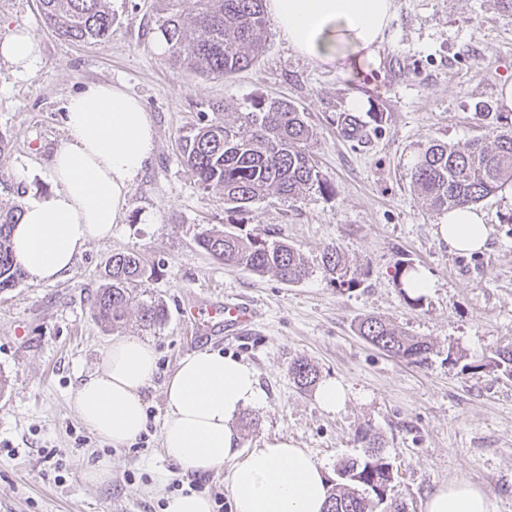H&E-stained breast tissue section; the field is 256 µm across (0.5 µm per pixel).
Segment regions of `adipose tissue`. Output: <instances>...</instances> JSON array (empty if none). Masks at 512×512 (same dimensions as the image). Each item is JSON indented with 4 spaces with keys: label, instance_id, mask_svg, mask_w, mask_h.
<instances>
[{
    "label": "adipose tissue",
    "instance_id": "obj_1",
    "mask_svg": "<svg viewBox=\"0 0 512 512\" xmlns=\"http://www.w3.org/2000/svg\"><path fill=\"white\" fill-rule=\"evenodd\" d=\"M280 35L301 56L339 69L369 58L395 10V0H266ZM0 60L15 77L41 65L37 36L26 29L0 34ZM66 140L48 163L55 185L46 201L27 203L13 231L15 255L34 282L62 277L94 241L110 238L134 180L156 148L154 127L136 97L109 83H94L66 106ZM440 239L450 252L483 250L489 228L467 206L449 211ZM158 370L151 344L114 340L100 368L70 398L77 417L119 448L146 428L143 391ZM167 414L161 426L165 457L184 471L229 466L234 512H323L329 484L324 469L288 438L242 453L232 420L261 400L255 370L213 350L183 358L165 384ZM425 512H494L488 494L465 480L435 489Z\"/></svg>",
    "mask_w": 512,
    "mask_h": 512
}]
</instances>
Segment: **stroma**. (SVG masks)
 Segmentation results:
<instances>
[{"label":"stroma","mask_w":512,"mask_h":512,"mask_svg":"<svg viewBox=\"0 0 512 512\" xmlns=\"http://www.w3.org/2000/svg\"><path fill=\"white\" fill-rule=\"evenodd\" d=\"M374 54L340 70L297 54L270 29L248 70L212 79L172 65L158 49V0H112L109 39L73 43L44 26L38 0H0V33L26 27L42 64L21 80L0 61V206L53 193L47 165L66 137L69 97L110 83L138 97L155 133L152 160L130 188L112 236L92 242L60 280L23 279L0 292V512H164L168 499L194 491L225 493L227 468L195 476L161 451L165 383L188 354L220 351L252 366L263 400L243 407L234 427L244 451L285 437L335 476L367 436L378 438L395 472L387 499L398 512H424L439 485L464 478L485 489L495 512H512V378L491 366L512 344V188L481 201L488 248L449 252L437 233L446 212L417 198L410 173L430 141L455 146L482 138L501 112L498 90L512 79V16L500 0H395ZM260 95L294 102L314 130L313 155L332 185L294 202L268 198L240 211L203 189L183 163L180 142L201 120L239 121ZM225 109L213 112L214 103ZM365 121L344 136L339 115ZM223 226L259 232L301 250L308 276L294 284L215 262L197 245ZM341 250L357 284H333L322 268L325 246ZM134 249L155 267L138 289L162 304L165 322L144 327L130 309L117 328L95 316L113 253ZM433 281L419 303L402 286L407 268ZM237 300L256 312L247 334L195 325L185 308ZM380 317L432 346L412 363L367 343L357 323ZM152 344L158 373L142 397L151 433L145 444L112 447L71 410L76 387L95 371L113 340ZM315 365L320 379L342 381L345 406L320 408L289 367ZM104 484L86 480L100 459Z\"/></svg>","instance_id":"stroma-1"}]
</instances>
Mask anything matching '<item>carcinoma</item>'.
I'll return each instance as SVG.
<instances>
[{
    "mask_svg": "<svg viewBox=\"0 0 512 512\" xmlns=\"http://www.w3.org/2000/svg\"><path fill=\"white\" fill-rule=\"evenodd\" d=\"M158 30L174 64L202 75L223 78L253 66L261 55L268 20L265 0H162ZM44 24L71 41L104 40L112 34L115 17L110 0H39ZM314 132L305 112L293 102L261 98L251 103L239 122H202L184 139V163L206 190H219L224 204L247 209L275 195L296 200L302 190L332 191L312 152ZM414 193L439 211L473 206L488 195L512 186V126H488L487 140L465 148L433 142L411 169ZM23 206L0 208V292L15 287L25 273L13 252L11 231ZM198 246L213 260L255 275L272 273L294 283L309 272L307 258L285 241L259 233L239 234L210 229L197 237ZM322 265L336 285L351 286L336 246H326ZM154 269L137 251L112 255L106 268L109 283L94 299L96 318L115 326L135 299L134 288L153 276ZM166 319L158 303L140 306L147 326ZM359 335L394 357L422 363L429 346L380 318L358 324ZM294 383L306 389L317 369L297 359L290 366ZM394 479L393 466L381 448L370 445L363 456L339 466L330 481L326 512H373L385 500Z\"/></svg>",
    "mask_w": 512,
    "mask_h": 512,
    "instance_id": "1",
    "label": "carcinoma"
}]
</instances>
